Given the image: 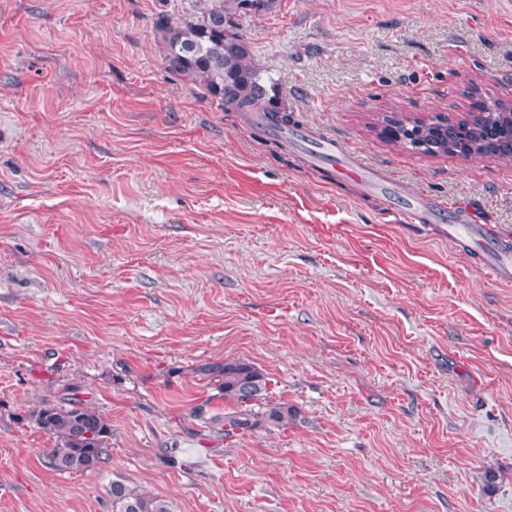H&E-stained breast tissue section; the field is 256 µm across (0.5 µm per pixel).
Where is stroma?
Returning a JSON list of instances; mask_svg holds the SVG:
<instances>
[{
  "label": "stroma",
  "mask_w": 512,
  "mask_h": 512,
  "mask_svg": "<svg viewBox=\"0 0 512 512\" xmlns=\"http://www.w3.org/2000/svg\"><path fill=\"white\" fill-rule=\"evenodd\" d=\"M192 11L0 0V512H112L118 475L172 512H512V283L477 246L512 250V163L373 129L512 99V0L243 17L299 142L165 70L154 19ZM325 136L384 190L318 165ZM232 359L299 419L218 433L194 369ZM67 394L112 426L89 471L26 419Z\"/></svg>",
  "instance_id": "1"
}]
</instances>
